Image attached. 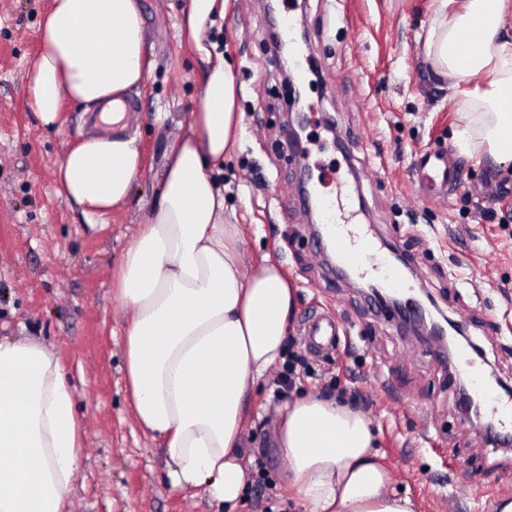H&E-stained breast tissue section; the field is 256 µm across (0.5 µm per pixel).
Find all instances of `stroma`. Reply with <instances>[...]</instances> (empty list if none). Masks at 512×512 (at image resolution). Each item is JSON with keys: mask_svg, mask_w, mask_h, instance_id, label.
<instances>
[{"mask_svg": "<svg viewBox=\"0 0 512 512\" xmlns=\"http://www.w3.org/2000/svg\"><path fill=\"white\" fill-rule=\"evenodd\" d=\"M154 67L129 92L128 131L142 166L127 202L91 218L58 196L55 172L69 146L90 135L86 110L64 107L45 130L26 104L28 64L49 0H0V338H33L79 375L86 435L69 512H217L205 493L170 488L159 441L137 423L122 371L124 327L115 275L161 180L166 153L197 107L203 66L178 37L189 0H138ZM304 31L303 49L322 81L301 106L305 164L318 199L355 179L381 245L405 254L396 285L406 300L430 296L480 353L484 375L512 386V164L460 149L466 119L449 81L427 62L430 0H281ZM263 0H228L211 37L235 73L243 131L219 169L224 216L243 227V254L270 257L296 287L285 343L306 360L285 394L277 371L246 408L241 453L250 485L239 512H301L276 444L278 412L304 396L345 397L371 421L391 488L417 512H493L512 498V447L488 441L464 416L447 363L397 319L333 274L305 227L294 160L282 122L285 88L268 45ZM334 119L335 131L325 127ZM444 146L461 162L453 194L416 188L413 162ZM312 311L341 319L343 349L309 354L301 323ZM268 484H260L259 470Z\"/></svg>", "mask_w": 512, "mask_h": 512, "instance_id": "stroma-1", "label": "stroma"}]
</instances>
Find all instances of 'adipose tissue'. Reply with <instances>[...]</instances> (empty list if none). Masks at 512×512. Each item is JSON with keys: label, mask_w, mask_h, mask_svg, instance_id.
<instances>
[{"label": "adipose tissue", "mask_w": 512, "mask_h": 512, "mask_svg": "<svg viewBox=\"0 0 512 512\" xmlns=\"http://www.w3.org/2000/svg\"><path fill=\"white\" fill-rule=\"evenodd\" d=\"M431 0L426 59L452 78L465 108L480 109L481 140L512 161V0ZM225 0H190L179 38L204 63L200 105L168 153L155 205L117 274L124 376L139 426L161 441L177 491L204 488L235 512L248 485L240 447L249 391L282 361L295 289L269 260H244L239 225L209 169L223 162L242 116L231 66L208 31ZM31 63L27 105L61 125L65 103L109 114L145 81L137 0H50ZM140 168L136 139L90 136L64 155L59 194L89 216L111 213ZM85 425L67 368L54 350L0 339V512H65ZM369 420L336 399L286 407L277 445L304 512H415L389 489Z\"/></svg>", "instance_id": "obj_1"}]
</instances>
